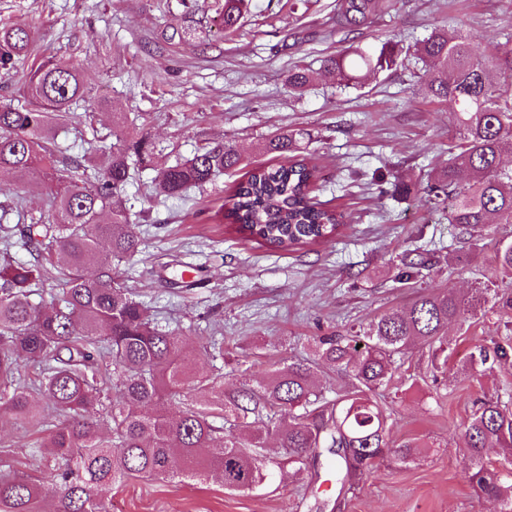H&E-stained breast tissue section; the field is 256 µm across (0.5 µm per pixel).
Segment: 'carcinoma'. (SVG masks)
<instances>
[{
	"label": "carcinoma",
	"mask_w": 512,
	"mask_h": 512,
	"mask_svg": "<svg viewBox=\"0 0 512 512\" xmlns=\"http://www.w3.org/2000/svg\"><path fill=\"white\" fill-rule=\"evenodd\" d=\"M248 0H224L222 29L231 32ZM393 0H336V27L355 32L388 12ZM34 32L25 24L0 29V72L15 70L30 56ZM431 80L424 97L455 104L457 139L448 145V165L427 176L425 193L434 208L477 245L491 224H512V172L501 165L512 148V60L476 56L470 39L437 29L414 45ZM399 63L392 42L377 52L349 47L327 60L338 84H359ZM307 68L288 74V87L302 92ZM26 108L0 105V178L39 176L52 185L47 213L34 216L19 196L0 212V412L14 421L40 419L39 401L66 416L42 445L63 463L52 469L58 489L51 512H112L101 487L126 479L214 477L230 492L256 493L271 476L310 478L319 468L336 491L351 492L377 463L392 456L416 460L429 444L410 438L390 444L394 408L380 391L392 385L413 347L448 361V326H463L492 304L509 314L512 293L475 283L461 294L452 288L422 292L406 307L387 309L356 334L313 338L305 355L268 354L270 369L254 380L236 359L238 382L199 370L184 351L182 333L158 329L142 303L112 268L139 252L130 223L126 188L135 172L157 164L148 132L112 113V146L60 164L48 146L56 127L71 118L72 105L90 97L73 65L46 60L30 70ZM306 133L289 130L262 144L288 161L246 173L226 197V216L236 230L271 249L292 251L335 238L341 216L313 201L320 170L297 157ZM241 162L233 145L213 142L172 165L157 169L153 192L180 198L202 188ZM100 168L95 180L87 170ZM19 247L32 257L20 263ZM425 267L423 257L401 262L398 280L408 283ZM64 287L45 305L30 299L34 282L48 285L60 271ZM495 276L512 280V238L496 242ZM112 358V374L99 367ZM51 365L33 396L22 372L28 361ZM512 362V336L478 346L466 369L481 372ZM110 408L111 421L100 418ZM462 475L478 497L512 512V407L482 394L462 421ZM0 512H45L42 485L24 476H0Z\"/></svg>",
	"instance_id": "obj_1"
}]
</instances>
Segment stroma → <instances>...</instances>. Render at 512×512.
Returning a JSON list of instances; mask_svg holds the SVG:
<instances>
[{
	"instance_id": "35a3bbf8",
	"label": "stroma",
	"mask_w": 512,
	"mask_h": 512,
	"mask_svg": "<svg viewBox=\"0 0 512 512\" xmlns=\"http://www.w3.org/2000/svg\"><path fill=\"white\" fill-rule=\"evenodd\" d=\"M336 0H253L235 32H222L213 0L186 15L181 0H0V27H37L29 65L53 58L76 66L91 89L74 118L57 131L71 155L93 152L112 129L110 112L144 126L168 161L191 156L212 140L237 146L241 169L224 173L182 198L152 191L153 171L127 187V209L140 251L119 262L121 282L147 306L160 328H186L188 347L203 370L223 365L216 345L249 355L264 373V354L294 355L308 340L366 325L383 310L405 306L418 292H460L490 276L495 236L478 247L460 243L447 214L433 211L426 175L448 162L456 137L447 103L428 101L430 75L408 48L437 26L495 45L512 56V0H394L356 37L336 32ZM185 30L164 41L163 32ZM403 48L398 66L360 87L338 85L325 60L352 44L367 51L385 41ZM306 65L303 94L286 79ZM93 121H86V114ZM289 129L307 130L305 153L322 170L313 197L342 215L331 241L274 251L239 234L224 199L245 171L278 165L260 141ZM411 184L393 192L395 179ZM421 248L427 266L415 285L399 283L400 256ZM456 248L459 262L449 263ZM512 336V317L496 312L448 332V363L433 370L427 352L414 351L401 375L414 387L395 397L393 443L409 437L432 445L420 461L385 459L336 512H495L460 477L464 465L458 424L481 393L512 395V365L472 374L462 366L478 345ZM0 421V474L32 477L46 471L39 447L55 424ZM112 512H318L329 483L274 476L259 494L225 490L217 480L131 479L104 489Z\"/></svg>"
}]
</instances>
